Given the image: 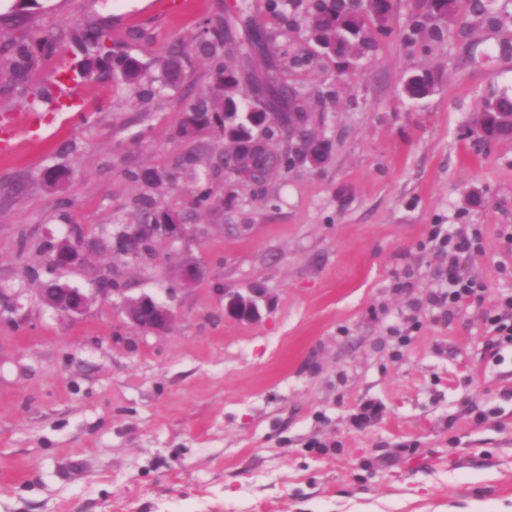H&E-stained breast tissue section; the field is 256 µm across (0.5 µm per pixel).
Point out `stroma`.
Instances as JSON below:
<instances>
[{
    "label": "stroma",
    "mask_w": 512,
    "mask_h": 512,
    "mask_svg": "<svg viewBox=\"0 0 512 512\" xmlns=\"http://www.w3.org/2000/svg\"><path fill=\"white\" fill-rule=\"evenodd\" d=\"M498 4L503 26L452 22L442 43L409 48L412 2L394 0L376 51L346 74L296 30L281 37L280 53L310 59L290 81L325 94L314 134L330 157L198 211L189 240L123 266L130 292L176 309L164 334L131 327L112 296L62 317L25 268L45 237L133 222L145 188L129 173L193 149L176 131L207 63L148 104L118 78L58 85L67 50L27 87L0 76L16 131L0 154V288L21 293L0 314V512H512V344L487 323L512 300V140L477 143L471 123L512 94V0ZM16 8L0 0L2 39L99 22L149 65L221 0H38L19 25ZM420 70L436 89L408 100ZM45 86L33 136L30 92ZM51 166L61 187L42 180ZM436 224L478 237L459 265L482 297L451 312L430 302L448 288ZM186 253L204 276L177 290ZM254 288L260 319L225 316V292ZM367 403L379 416L356 426Z\"/></svg>",
    "instance_id": "35a3bbf8"
}]
</instances>
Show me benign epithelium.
Masks as SVG:
<instances>
[{
    "instance_id": "1",
    "label": "benign epithelium",
    "mask_w": 512,
    "mask_h": 512,
    "mask_svg": "<svg viewBox=\"0 0 512 512\" xmlns=\"http://www.w3.org/2000/svg\"><path fill=\"white\" fill-rule=\"evenodd\" d=\"M247 116L251 137L249 144L264 149L278 158L280 153L271 149L270 143L274 139L279 142L286 140L288 151L297 154L296 164L317 169L328 161L331 151L329 140L322 139L310 147L306 143V136L300 132L286 139L280 135L272 136L271 130L279 128L278 113L268 108L253 107L247 111ZM147 228L151 232L152 251L138 260L135 259L134 248V243L137 241L136 233L134 228L127 224L118 225L107 239L75 228L67 237L51 241V250L44 255V258L46 262L52 264L55 271L63 273L81 266L88 254L100 248H106L120 263L136 260L145 265L155 260L161 245L183 242L190 233L189 225L175 217L170 220L164 219L160 224H149ZM203 275L204 269L195 259L186 257L182 260L179 266L181 284L191 285ZM99 295L117 297L121 312L138 329L159 334L168 331L175 322L176 315L171 307L148 293L130 296L125 288L102 287L88 291L73 287L40 289V297L44 305L71 319L83 316ZM260 298L261 295L258 293H226L224 294V315L241 321H255L260 318Z\"/></svg>"
}]
</instances>
